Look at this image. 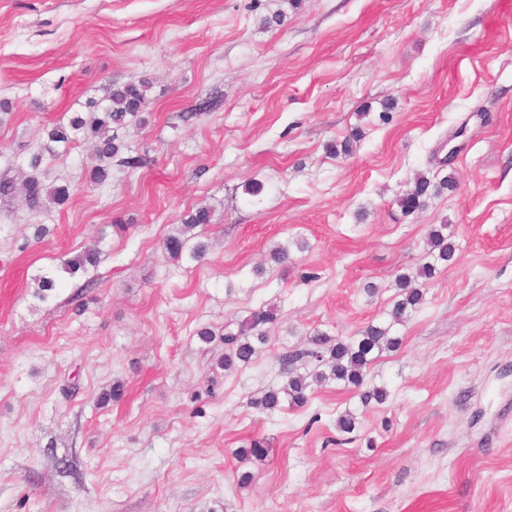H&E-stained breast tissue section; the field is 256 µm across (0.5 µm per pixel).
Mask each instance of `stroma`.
I'll return each mask as SVG.
<instances>
[{
  "label": "stroma",
  "mask_w": 512,
  "mask_h": 512,
  "mask_svg": "<svg viewBox=\"0 0 512 512\" xmlns=\"http://www.w3.org/2000/svg\"><path fill=\"white\" fill-rule=\"evenodd\" d=\"M143 79L121 134L142 165L90 185L80 140L41 167L65 204L0 201V512H512V0H0L14 178L45 127ZM428 172L455 189L403 212ZM201 205L213 252L168 258ZM434 224L458 250L367 372L386 402L331 384L253 408L279 354L386 320ZM89 247L97 267L35 296ZM264 304L266 345L213 377L225 327ZM116 381L124 399L99 405ZM261 438L264 458L238 456Z\"/></svg>",
  "instance_id": "stroma-1"
}]
</instances>
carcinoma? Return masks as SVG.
Listing matches in <instances>:
<instances>
[{
    "instance_id": "1",
    "label": "carcinoma",
    "mask_w": 512,
    "mask_h": 512,
    "mask_svg": "<svg viewBox=\"0 0 512 512\" xmlns=\"http://www.w3.org/2000/svg\"><path fill=\"white\" fill-rule=\"evenodd\" d=\"M149 90L150 83L145 80L138 84L109 86L101 99L89 104L88 111L74 112L68 123L56 124L47 130L46 141L28 160L29 169H40L45 156L56 155L59 147L77 137L83 138L92 147L89 173L90 181L96 185L108 180L114 165L126 168L138 166L141 158L125 155L127 145L119 139L118 131L137 122L138 114L148 100ZM11 171L9 164L0 170V200L12 199L20 194L30 210L40 212L50 204H63L70 196L68 186H50L37 177L28 178L20 185L10 176ZM454 187L455 182L448 175L437 182L421 175L410 192L399 200V205L411 213L425 207L429 199ZM210 221L211 210L207 206H199L188 212L181 218L180 226L163 239L164 253L173 259L185 256L195 261L204 259L209 254L210 243L195 229ZM455 252L456 243L448 234V225H434L428 233L421 263L415 271L395 275L394 286L399 288V299L391 310V321L387 324L370 323L357 335L334 343L318 332L311 338L309 349L280 355L278 361L284 377L283 386L264 392L255 399V407L262 411H274L285 400L291 406L304 407L309 403L313 387L329 383L361 387L372 355L400 345V338L391 333L393 326L402 323L423 306L424 291L417 287V282L433 278L438 267L446 266L453 260ZM98 263L99 251L87 249L63 260L60 271L74 278L86 274ZM34 285L35 295L45 301L54 294L57 277L50 272L43 273L34 278ZM277 316L275 307H260L239 322L236 330L224 332V356L217 360L215 367L231 373L249 363L258 352V345L267 342L265 326L274 323ZM305 357L310 359L312 370L301 373L295 364ZM388 397V390L381 386L360 393L364 406L372 402L382 404Z\"/></svg>"
}]
</instances>
